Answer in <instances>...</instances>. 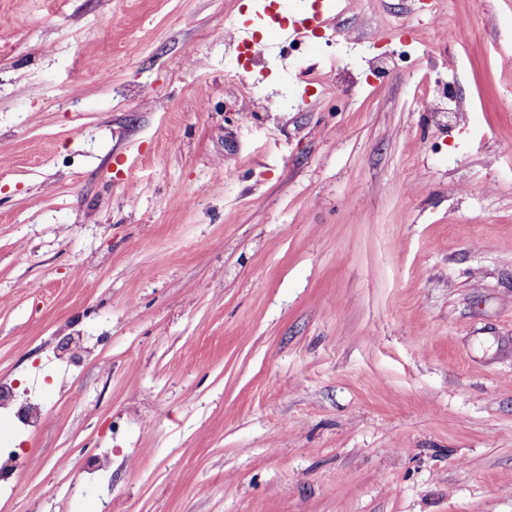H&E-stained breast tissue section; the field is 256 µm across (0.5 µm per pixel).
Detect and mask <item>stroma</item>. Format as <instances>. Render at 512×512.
<instances>
[{
    "label": "stroma",
    "mask_w": 512,
    "mask_h": 512,
    "mask_svg": "<svg viewBox=\"0 0 512 512\" xmlns=\"http://www.w3.org/2000/svg\"><path fill=\"white\" fill-rule=\"evenodd\" d=\"M314 3L0 0V512H512V0ZM318 8L313 14L311 18H306L301 21H294L292 25H283L279 24L274 38L269 40L268 42H261L257 38V32L249 27L248 24H243L238 31V38L240 39V43L242 45H251L257 44L260 49L267 53L273 52L276 48H281L291 40L294 41L298 38L299 35L303 34V30H307L312 27L315 23V26L312 30L316 28L322 29L323 27H328L329 24H326L322 18V11L320 10L322 7V2H317ZM13 385L0 380V412L13 414L18 427L28 433L38 430L44 423L46 411L37 399H32L28 405L18 412L13 410Z\"/></svg>",
    "instance_id": "1"
}]
</instances>
